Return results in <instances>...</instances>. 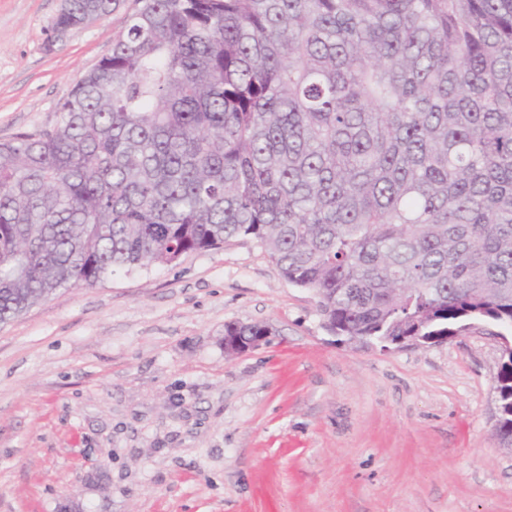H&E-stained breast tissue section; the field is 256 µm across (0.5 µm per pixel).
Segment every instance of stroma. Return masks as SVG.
<instances>
[{
    "mask_svg": "<svg viewBox=\"0 0 512 512\" xmlns=\"http://www.w3.org/2000/svg\"><path fill=\"white\" fill-rule=\"evenodd\" d=\"M62 0H0V141L51 126L136 0L48 45ZM262 323L229 357L224 327ZM487 320L340 343L253 240L57 291L0 324V512H512Z\"/></svg>",
    "mask_w": 512,
    "mask_h": 512,
    "instance_id": "stroma-1",
    "label": "stroma"
}]
</instances>
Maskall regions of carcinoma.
<instances>
[{
    "mask_svg": "<svg viewBox=\"0 0 512 512\" xmlns=\"http://www.w3.org/2000/svg\"><path fill=\"white\" fill-rule=\"evenodd\" d=\"M237 237L335 336L512 325V0H141L53 125L0 142V323ZM497 393L512 450V354Z\"/></svg>",
    "mask_w": 512,
    "mask_h": 512,
    "instance_id": "obj_1",
    "label": "carcinoma"
}]
</instances>
